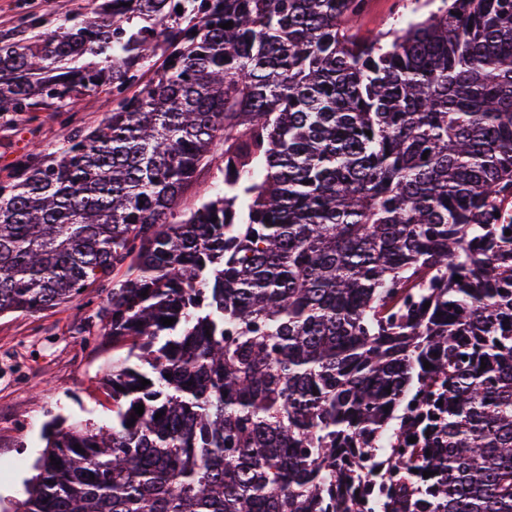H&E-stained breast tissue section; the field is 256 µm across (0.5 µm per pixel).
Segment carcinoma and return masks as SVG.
Returning <instances> with one entry per match:
<instances>
[{
  "mask_svg": "<svg viewBox=\"0 0 512 512\" xmlns=\"http://www.w3.org/2000/svg\"><path fill=\"white\" fill-rule=\"evenodd\" d=\"M414 2L372 37L367 0H106L0 39V117L112 93L0 181V315L107 283L117 353L112 425L50 426L15 512H512V0Z\"/></svg>",
  "mask_w": 512,
  "mask_h": 512,
  "instance_id": "1",
  "label": "carcinoma"
}]
</instances>
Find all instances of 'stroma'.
<instances>
[{"label": "stroma", "mask_w": 512, "mask_h": 512, "mask_svg": "<svg viewBox=\"0 0 512 512\" xmlns=\"http://www.w3.org/2000/svg\"><path fill=\"white\" fill-rule=\"evenodd\" d=\"M90 6V0H0V36L14 34L21 15L52 20L80 15ZM411 13L410 0H369L359 31L373 36L403 27ZM111 107L108 96L97 93L82 97L71 112L43 105L12 121L0 120V181L15 176L22 155L57 147L70 127L97 126ZM105 299V291L94 285L78 301L34 315L0 316V512L25 498L46 446L47 423L57 417L98 426L112 421V398L103 385L112 348L101 344L99 328L89 319Z\"/></svg>", "instance_id": "stroma-1"}]
</instances>
